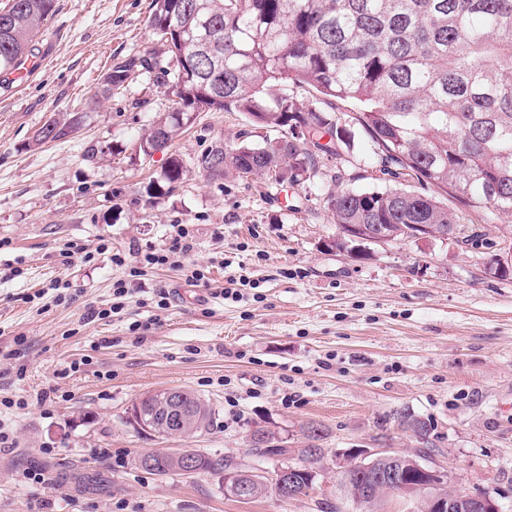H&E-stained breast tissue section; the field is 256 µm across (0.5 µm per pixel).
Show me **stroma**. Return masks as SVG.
<instances>
[{
	"label": "stroma",
	"instance_id": "obj_1",
	"mask_svg": "<svg viewBox=\"0 0 512 512\" xmlns=\"http://www.w3.org/2000/svg\"><path fill=\"white\" fill-rule=\"evenodd\" d=\"M149 3L55 0L30 44L39 72L20 83L0 69V349L16 351L0 361V398L30 402L11 415L17 448L0 452V512H347L330 470L309 495L241 503L217 476H158L134 459L195 448L264 469L250 451L254 430L286 440L296 462L312 423L330 451L381 432L389 447L411 448L394 421L403 410L431 422L456 489L512 512V279L485 270L512 241V222L481 224L451 198L450 211L481 224L482 245L400 242L368 259L334 247L326 194L391 183L340 100L331 110L350 126V144L310 181L192 171L175 194L148 200L169 153L189 158L254 131L241 113L202 112L170 152L135 151L171 97L146 74L106 93L102 76L133 53L167 64ZM76 112L78 133L29 147L47 120ZM178 224L194 248L174 267L133 277L95 251L102 241L127 255L165 248ZM68 243L91 256L63 264ZM196 268L204 277L192 286ZM120 279L129 292L117 313L85 322L90 307L110 306ZM58 281L69 286L61 301ZM234 281L238 298H225ZM171 388L205 400L212 426L170 439L130 424L132 405ZM41 393L50 400L35 405ZM28 467L46 483H18Z\"/></svg>",
	"mask_w": 512,
	"mask_h": 512
}]
</instances>
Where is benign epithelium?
<instances>
[{
	"label": "benign epithelium",
	"mask_w": 512,
	"mask_h": 512,
	"mask_svg": "<svg viewBox=\"0 0 512 512\" xmlns=\"http://www.w3.org/2000/svg\"><path fill=\"white\" fill-rule=\"evenodd\" d=\"M436 227L414 224L408 231V239L428 242L441 238ZM184 396L177 389H170L153 401L150 417L142 411L135 412L136 425L143 431H153L156 423L171 429L190 424L192 417L182 401ZM434 449L415 448L410 452L396 448H370L359 445L339 450L329 458V465L336 473L346 478L344 495L353 506V512H366L383 490L393 491L407 503L413 505L412 512H500L495 500L485 494H470L448 488V470L430 461ZM174 459L185 473L199 471L200 452L192 448H181L175 452L160 453L155 458H136V464L152 463L154 460ZM321 472V468H295L286 463L271 470H255L236 464L222 470L225 495L242 503L255 497L257 488L268 485L284 496L293 494L296 476L310 480Z\"/></svg>",
	"instance_id": "7a95c632"
}]
</instances>
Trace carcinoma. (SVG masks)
<instances>
[{
    "instance_id": "1",
    "label": "carcinoma",
    "mask_w": 512,
    "mask_h": 512,
    "mask_svg": "<svg viewBox=\"0 0 512 512\" xmlns=\"http://www.w3.org/2000/svg\"><path fill=\"white\" fill-rule=\"evenodd\" d=\"M54 2L8 0L0 8V69L27 57ZM148 23L170 55L172 71L162 77L173 76L174 102L139 138L138 152L166 149L199 112H241L258 129L301 133L217 141L188 160L173 153L166 193L191 169L216 180L311 179L348 144L347 126L322 107L338 99L360 106L357 124L422 191L338 190L325 200L334 223L384 224L396 242L403 226L436 224L475 244L478 225L462 223L437 189L491 220H512V0H151ZM150 69L148 56H129L106 73V90ZM290 83L318 97L298 100L284 91ZM326 135L329 143H319ZM185 395L211 425V407ZM396 422L432 445L428 421L401 411ZM251 446L288 454L264 430Z\"/></svg>"
}]
</instances>
